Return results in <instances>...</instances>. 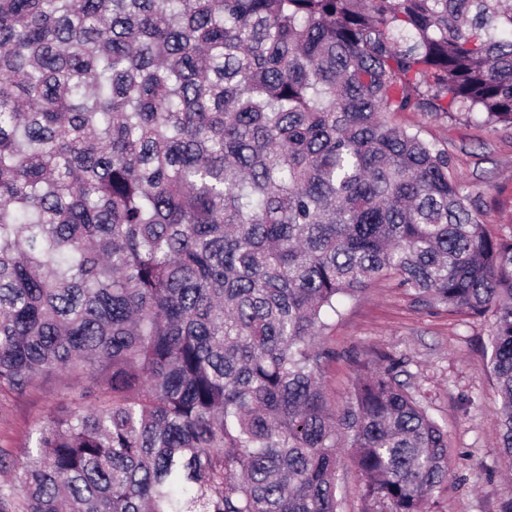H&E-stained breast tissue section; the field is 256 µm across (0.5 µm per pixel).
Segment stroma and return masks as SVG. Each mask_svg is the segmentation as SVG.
<instances>
[{
    "label": "stroma",
    "mask_w": 512,
    "mask_h": 512,
    "mask_svg": "<svg viewBox=\"0 0 512 512\" xmlns=\"http://www.w3.org/2000/svg\"><path fill=\"white\" fill-rule=\"evenodd\" d=\"M394 120L446 150L466 191L479 193L489 231L512 235V128L492 129L455 112H400ZM488 330L486 320L422 306L383 279L344 299L324 332L336 353L322 372L332 400L343 402L361 365L386 353L405 358L411 385L446 425L451 471L429 512H497L512 497V462L499 448V405L483 370ZM70 396L62 378L21 396L0 390V484L15 483V463L34 430Z\"/></svg>",
    "instance_id": "35a3bbf8"
}]
</instances>
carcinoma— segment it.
Returning a JSON list of instances; mask_svg holds the SVG:
<instances>
[{"label": "carcinoma", "instance_id": "cac0c4a2", "mask_svg": "<svg viewBox=\"0 0 512 512\" xmlns=\"http://www.w3.org/2000/svg\"><path fill=\"white\" fill-rule=\"evenodd\" d=\"M397 112L512 127L507 0H0V389L88 378L0 512H427L445 426L321 343L395 276L489 321L512 459V236ZM342 477H344L346 485V512H359L360 502L358 500V478L353 469L350 467L348 460L344 463L343 469L341 470Z\"/></svg>", "mask_w": 512, "mask_h": 512}]
</instances>
